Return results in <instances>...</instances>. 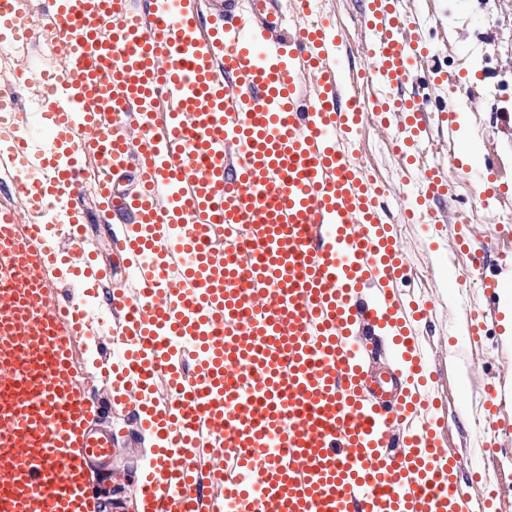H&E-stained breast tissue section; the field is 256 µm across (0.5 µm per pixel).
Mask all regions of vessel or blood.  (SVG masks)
<instances>
[{"instance_id":"obj_1","label":"vessel or blood","mask_w":512,"mask_h":512,"mask_svg":"<svg viewBox=\"0 0 512 512\" xmlns=\"http://www.w3.org/2000/svg\"><path fill=\"white\" fill-rule=\"evenodd\" d=\"M282 2L215 0L205 26L195 0H49L45 35L73 76L25 70L45 91L31 124L0 95V184L28 204L24 220L0 205V512H98L86 466L111 461L117 437L73 348L109 331L85 304L102 292L123 345L103 363L158 441L145 512H473L423 391L427 309L397 297L384 190L355 158L368 112L420 157L429 98L409 81L431 45L405 0H363L376 67L349 79L315 0L289 15ZM31 28L24 0H0L1 46ZM86 155L132 271L120 292L103 291L70 206ZM130 169L138 189L115 190ZM421 185L447 197V170L424 169ZM54 204L71 227L58 239L42 228ZM457 247L494 292L481 250ZM63 271L82 290L60 304ZM358 325L392 335L406 377L395 405L363 395ZM407 417L417 428L392 434ZM208 448L224 465L205 474Z\"/></svg>"}]
</instances>
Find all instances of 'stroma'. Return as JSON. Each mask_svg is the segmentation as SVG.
<instances>
[{"mask_svg":"<svg viewBox=\"0 0 512 512\" xmlns=\"http://www.w3.org/2000/svg\"><path fill=\"white\" fill-rule=\"evenodd\" d=\"M322 14L335 24L344 43V63L355 72L372 70L362 51L366 37L359 23L358 0H323ZM420 32L433 44L422 73L464 75L454 94L452 113L428 110L430 144L424 151L428 164H447L461 142L474 147L479 160L473 165L449 166L448 179L456 197L467 200L464 212L454 204L434 202L447 213L441 236L426 234L421 225L401 215L417 197V178H405L394 152L393 130L384 128L373 115H365L357 131L356 156L377 183L390 187L384 201L397 242L404 254L407 278L404 294L422 293L431 315L420 328L426 351V378L439 403L442 426L439 437L450 455L466 463L458 478L474 498H488V512H512V413H484L481 405L500 375L512 374V317L500 308L498 297L483 295L477 273L467 256L449 257L448 248L460 234L482 243L489 274L512 287V234L494 224L498 215L512 214V0H419ZM496 181L495 195L479 197L483 179ZM96 235L98 261L106 267L110 286L128 280L125 264L112 254L109 238L100 228V198L82 193L71 201ZM481 321L482 335L469 333L472 321ZM78 367L87 386L111 398L112 423L121 431H134V447L124 449L114 477L95 472L90 486L103 501L121 499L122 512H140L133 486L124 474L140 476L152 457L150 437L136 433L131 407L117 381L105 375L95 345L80 346Z\"/></svg>","mask_w":512,"mask_h":512,"instance_id":"stroma-1","label":"stroma"}]
</instances>
